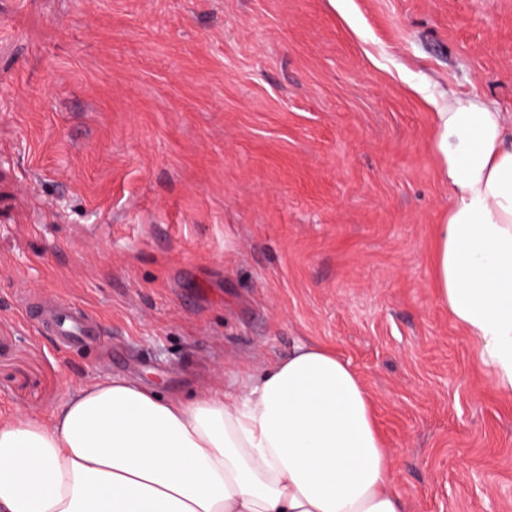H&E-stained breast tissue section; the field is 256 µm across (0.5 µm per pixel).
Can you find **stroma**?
<instances>
[{
	"label": "stroma",
	"instance_id": "stroma-1",
	"mask_svg": "<svg viewBox=\"0 0 512 512\" xmlns=\"http://www.w3.org/2000/svg\"><path fill=\"white\" fill-rule=\"evenodd\" d=\"M452 91L512 114V0H0V416L235 392L319 341L408 512H512V395L436 298ZM43 327L53 336H58L66 343L78 342L90 336L91 319L82 309L57 307L45 312Z\"/></svg>",
	"mask_w": 512,
	"mask_h": 512
}]
</instances>
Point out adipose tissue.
I'll use <instances>...</instances> for the list:
<instances>
[{
  "label": "adipose tissue",
  "mask_w": 512,
  "mask_h": 512,
  "mask_svg": "<svg viewBox=\"0 0 512 512\" xmlns=\"http://www.w3.org/2000/svg\"><path fill=\"white\" fill-rule=\"evenodd\" d=\"M450 190L440 304L512 393V121L456 93L433 115ZM362 379L297 345L239 392L166 396L115 377L49 419L0 418V512H404Z\"/></svg>",
  "instance_id": "1"
}]
</instances>
